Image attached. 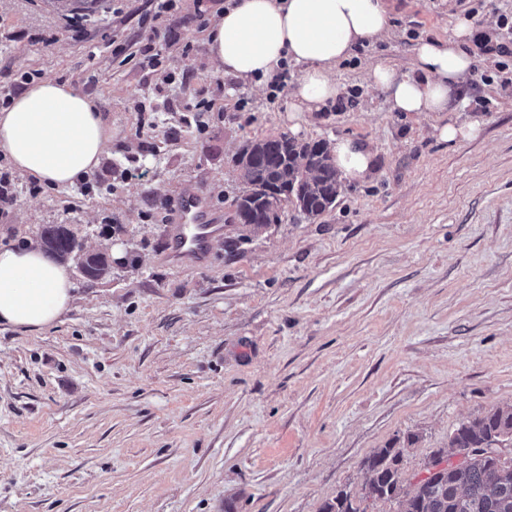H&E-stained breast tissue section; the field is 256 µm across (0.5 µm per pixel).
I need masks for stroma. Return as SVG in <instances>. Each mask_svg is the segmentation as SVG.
<instances>
[{"label":"stroma","instance_id":"35a3bbf8","mask_svg":"<svg viewBox=\"0 0 512 512\" xmlns=\"http://www.w3.org/2000/svg\"><path fill=\"white\" fill-rule=\"evenodd\" d=\"M224 2L177 0L186 24L153 43L167 72L191 73L184 90L115 55L150 41L146 0H98L78 42L48 0H0V93L36 70L112 125L89 192L14 175L0 209L1 246L74 224L112 258L110 278H75L55 326L0 325V512H322L343 488L393 512L365 497L366 457L399 448L413 482L460 421L512 404V0H388L390 37L339 66L321 112L215 71L198 23ZM457 13L479 36L466 105L390 111L367 67L405 68ZM219 83V110L186 127L194 87ZM446 123L479 133L447 142ZM284 133L364 142L376 173L317 218L291 209L255 233L235 221L236 158ZM189 188L228 229L207 263L176 267L165 230Z\"/></svg>","mask_w":512,"mask_h":512}]
</instances>
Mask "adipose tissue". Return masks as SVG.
<instances>
[{
	"label": "adipose tissue",
	"mask_w": 512,
	"mask_h": 512,
	"mask_svg": "<svg viewBox=\"0 0 512 512\" xmlns=\"http://www.w3.org/2000/svg\"><path fill=\"white\" fill-rule=\"evenodd\" d=\"M389 29L386 0H228L209 30V57L217 72L240 80L262 81L298 66L288 109L318 112L342 93L339 65ZM474 33L469 18L457 17L447 39L417 40L408 69L381 61L367 69L366 82L384 90L394 112L454 111L473 74ZM111 143L112 127L95 100L51 77L0 110V155L21 177L49 187L83 179ZM331 152L341 179L373 177L374 154L363 143L339 138ZM73 300L67 264L32 243L0 247V324L40 332L59 323Z\"/></svg>",
	"instance_id": "adipose-tissue-1"
}]
</instances>
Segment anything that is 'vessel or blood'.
Segmentation results:
<instances>
[{
    "label": "vessel or blood",
    "mask_w": 512,
    "mask_h": 512,
    "mask_svg": "<svg viewBox=\"0 0 512 512\" xmlns=\"http://www.w3.org/2000/svg\"><path fill=\"white\" fill-rule=\"evenodd\" d=\"M173 221L166 229L173 261L203 262L212 240L222 237L225 225L214 212L208 196L189 191L172 202Z\"/></svg>",
    "instance_id": "b4317fda"
}]
</instances>
